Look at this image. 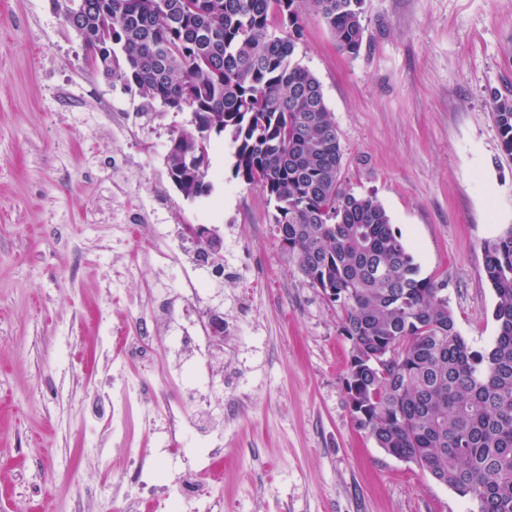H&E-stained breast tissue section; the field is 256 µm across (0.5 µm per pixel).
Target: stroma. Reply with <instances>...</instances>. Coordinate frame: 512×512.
I'll list each match as a JSON object with an SVG mask.
<instances>
[{
    "mask_svg": "<svg viewBox=\"0 0 512 512\" xmlns=\"http://www.w3.org/2000/svg\"><path fill=\"white\" fill-rule=\"evenodd\" d=\"M363 25L358 55L315 16L299 48L338 128L342 177L376 196L422 276L444 283L460 334L486 350L497 297L481 245L512 226V159L492 118L493 94L512 91V0H365ZM84 55L52 0H0V512H126L125 449L162 458L145 411L192 393L165 324L139 340L129 310L175 303L171 282L196 260L191 224L224 243L201 311L224 320L212 364L219 512H474L358 427L341 312L282 246L272 204L234 178L230 144L210 151L211 196L184 199L166 154L190 113L154 116V146L113 133L93 102L140 99L91 76ZM138 202L174 222L178 255L148 223L118 237L117 217ZM119 327L121 350L107 342ZM126 377L143 398L116 434L90 404Z\"/></svg>",
    "mask_w": 512,
    "mask_h": 512,
    "instance_id": "obj_1",
    "label": "stroma"
}]
</instances>
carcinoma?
<instances>
[{
    "instance_id": "obj_1",
    "label": "carcinoma",
    "mask_w": 512,
    "mask_h": 512,
    "mask_svg": "<svg viewBox=\"0 0 512 512\" xmlns=\"http://www.w3.org/2000/svg\"><path fill=\"white\" fill-rule=\"evenodd\" d=\"M53 2L81 39L85 66L138 95L140 114L191 112L194 130L171 136L166 155L185 199L211 194L212 136L229 137L234 176L273 204L288 252L341 311L357 424L477 512H512V227L482 245L498 330L478 351L382 204L341 179L339 132L299 59L311 15L358 54L365 0ZM493 119L512 159L511 96H494Z\"/></svg>"
}]
</instances>
